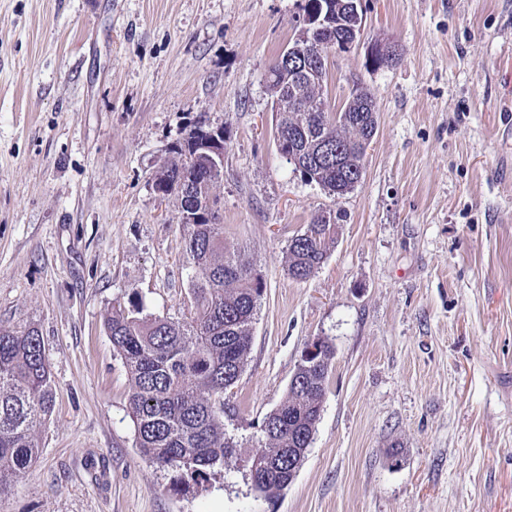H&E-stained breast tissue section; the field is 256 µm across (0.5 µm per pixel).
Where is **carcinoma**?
<instances>
[{"instance_id":"obj_1","label":"carcinoma","mask_w":512,"mask_h":512,"mask_svg":"<svg viewBox=\"0 0 512 512\" xmlns=\"http://www.w3.org/2000/svg\"><path fill=\"white\" fill-rule=\"evenodd\" d=\"M351 0H306L305 21L329 15L321 30L306 26L292 46L323 58L344 49L358 18ZM326 64L317 79L291 81L273 65L267 91L277 99L275 139L297 161L294 170L328 192L343 196L363 177L366 144L377 131L372 94L356 86L338 112L325 104ZM201 123L169 150L154 177L165 196L180 198L185 251L190 260V309L184 321L143 314V308L112 307L105 329L128 374V414L144 461L194 476L224 467L234 442L224 432V393L242 374L266 282L238 246L224 241L217 184L205 181L199 141ZM336 242V217L315 214L288 245V274L311 277ZM318 352L298 362L286 398L264 419L265 438L250 476L263 492L293 482L323 410L325 384L335 356L319 339ZM54 380L37 330L0 328V494L36 460L40 429L54 408Z\"/></svg>"}]
</instances>
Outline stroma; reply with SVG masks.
I'll return each mask as SVG.
<instances>
[{"label": "stroma", "mask_w": 512, "mask_h": 512, "mask_svg": "<svg viewBox=\"0 0 512 512\" xmlns=\"http://www.w3.org/2000/svg\"><path fill=\"white\" fill-rule=\"evenodd\" d=\"M305 0H0V325L42 336L41 452L0 512H512V0H361L327 59L339 109L373 94L361 182L337 196L278 153L266 78ZM398 60L373 67L370 50ZM226 136L224 238L267 288L224 396L237 448L194 480L142 461L113 304L184 319L176 198L154 174L197 123ZM337 217L322 268L287 248ZM317 338L335 349L295 480L252 485L260 426ZM336 242V216L315 214L303 232L288 245V274L296 280L311 277L325 262Z\"/></svg>", "instance_id": "obj_1"}]
</instances>
